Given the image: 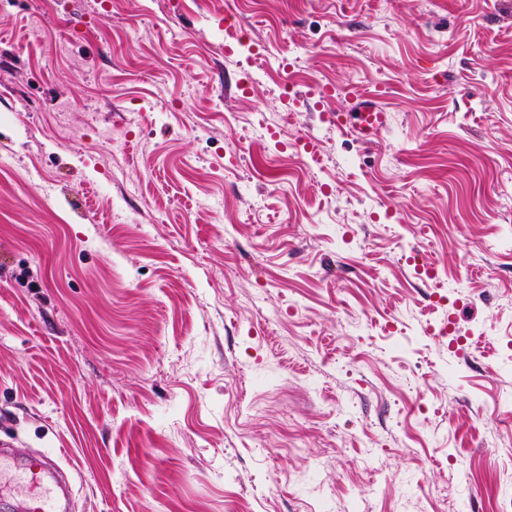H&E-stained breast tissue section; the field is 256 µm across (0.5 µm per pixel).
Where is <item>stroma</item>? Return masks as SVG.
I'll list each match as a JSON object with an SVG mask.
<instances>
[{"label": "stroma", "mask_w": 512, "mask_h": 512, "mask_svg": "<svg viewBox=\"0 0 512 512\" xmlns=\"http://www.w3.org/2000/svg\"><path fill=\"white\" fill-rule=\"evenodd\" d=\"M0 442L72 512L511 501L512 0H0ZM389 123V114L372 95L361 96L353 102L349 112L336 115V125L351 128L366 145L372 144L378 131Z\"/></svg>", "instance_id": "stroma-1"}]
</instances>
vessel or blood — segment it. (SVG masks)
<instances>
[{
  "label": "vessel or blood",
  "mask_w": 512,
  "mask_h": 512,
  "mask_svg": "<svg viewBox=\"0 0 512 512\" xmlns=\"http://www.w3.org/2000/svg\"><path fill=\"white\" fill-rule=\"evenodd\" d=\"M389 123V114L373 96L356 99L350 111L337 115L336 124L351 128L364 144H372L378 131ZM57 460L48 454L18 460L0 452V481L7 479L25 496V512H66L68 493L55 472Z\"/></svg>",
  "instance_id": "vessel-or-blood-1"
}]
</instances>
